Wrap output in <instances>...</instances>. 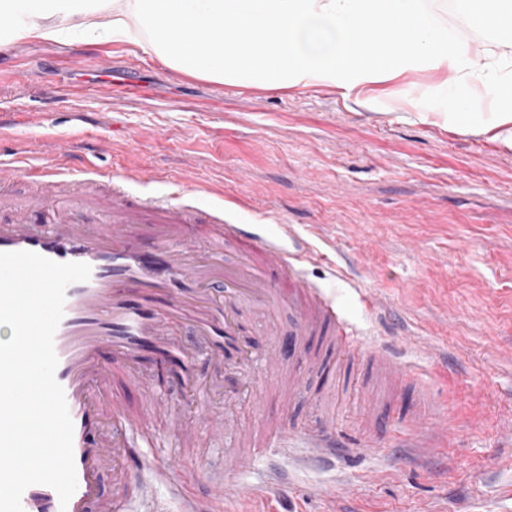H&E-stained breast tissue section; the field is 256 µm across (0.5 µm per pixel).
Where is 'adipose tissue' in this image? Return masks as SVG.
<instances>
[{
  "mask_svg": "<svg viewBox=\"0 0 512 512\" xmlns=\"http://www.w3.org/2000/svg\"><path fill=\"white\" fill-rule=\"evenodd\" d=\"M29 39L132 44L182 74L268 88L363 91L422 61L454 72L442 90L463 106L458 130L512 151V55L449 38L421 0H0V46Z\"/></svg>",
  "mask_w": 512,
  "mask_h": 512,
  "instance_id": "obj_1",
  "label": "adipose tissue"
}]
</instances>
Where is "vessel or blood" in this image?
<instances>
[{"label": "vessel or blood", "instance_id": "b4317fda", "mask_svg": "<svg viewBox=\"0 0 512 512\" xmlns=\"http://www.w3.org/2000/svg\"><path fill=\"white\" fill-rule=\"evenodd\" d=\"M73 149L57 145L54 168L0 160V187L23 176L52 198L66 183L77 192L75 211L84 212L98 209L104 183L145 178L138 169L117 176L97 167L72 172L67 161ZM15 251L91 268L87 281L68 286L54 336L55 377L74 424L77 487L64 505L52 487L30 486L23 512H129L135 500L149 502V512H171L168 498L183 482L173 448L195 447L204 432L216 439L229 430L247 437L235 408L248 367L286 359L317 365L313 342L319 336L336 337L341 352L359 343L334 302L305 277L304 266L316 253L290 224L264 234L254 225L226 223L219 214L153 197L120 202L93 224L38 222L16 209L9 222H0V252ZM284 304L293 316L283 326L278 309ZM188 332L197 344L185 342ZM371 360L382 373L406 371L381 338ZM119 380L139 394L138 408L109 399ZM165 388L198 397L194 421L162 397ZM218 391L224 394L220 406L209 400ZM156 417L167 420V433L147 431ZM291 448L329 458L347 453L348 443L334 421L315 413L300 429L253 449L249 462Z\"/></svg>", "mask_w": 512, "mask_h": 512}]
</instances>
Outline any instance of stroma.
<instances>
[{"instance_id": "stroma-1", "label": "stroma", "mask_w": 512, "mask_h": 512, "mask_svg": "<svg viewBox=\"0 0 512 512\" xmlns=\"http://www.w3.org/2000/svg\"><path fill=\"white\" fill-rule=\"evenodd\" d=\"M454 39L499 53L512 35L486 28L464 0H427ZM111 59L100 81L71 73ZM140 88L121 92L127 76ZM445 73L419 64L406 77L369 88L356 103L345 89L260 88L178 73L137 47L28 40L0 48V114L12 127L0 156L34 153L39 142L70 137L111 146L107 155L79 150L69 161L154 175L140 194L182 193L212 204L224 199L228 221L299 227L311 246L346 255L307 265V278L336 301L339 315L362 332L346 356L327 352V371L294 366L306 402L285 406L281 369L256 370L258 394H245L236 415L265 440L299 429L321 410L345 429L353 451L335 469H314L288 455L272 466L288 489L269 494L262 469L223 512H512V152L482 134L457 132L441 85ZM437 112V123L420 113ZM18 205L43 219L67 215L69 203L46 199L29 180L12 186ZM381 297L385 316L364 308L362 293ZM386 337L411 376L371 371L368 348ZM398 409L421 408L419 436L447 434L436 448H412L386 434L364 444L368 398ZM190 495L207 491L213 469H238L242 448L211 440L177 451Z\"/></svg>"}]
</instances>
